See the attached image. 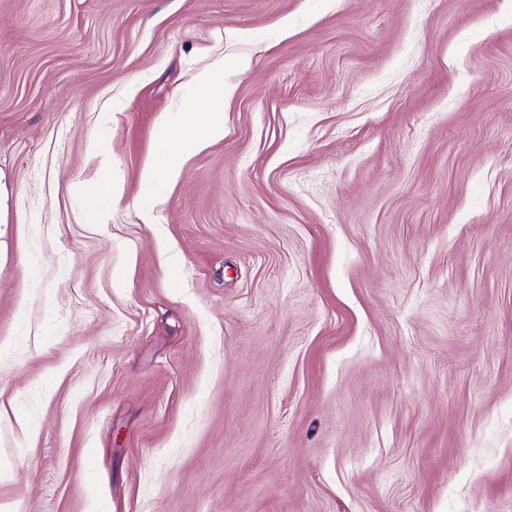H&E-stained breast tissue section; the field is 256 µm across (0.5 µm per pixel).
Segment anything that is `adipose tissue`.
Masks as SVG:
<instances>
[{
    "mask_svg": "<svg viewBox=\"0 0 512 512\" xmlns=\"http://www.w3.org/2000/svg\"><path fill=\"white\" fill-rule=\"evenodd\" d=\"M227 89L220 72H204L194 80L191 95L172 124L168 125L160 150L142 172L143 205H150L166 180L176 173L184 155L209 141L224 137L223 107Z\"/></svg>",
    "mask_w": 512,
    "mask_h": 512,
    "instance_id": "obj_1",
    "label": "adipose tissue"
}]
</instances>
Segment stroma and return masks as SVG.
<instances>
[{
  "label": "stroma",
  "instance_id": "1",
  "mask_svg": "<svg viewBox=\"0 0 512 512\" xmlns=\"http://www.w3.org/2000/svg\"><path fill=\"white\" fill-rule=\"evenodd\" d=\"M0 512H512V0H0ZM227 93L220 70L195 77L193 91L183 104V111L167 126L157 156L142 172L144 206L154 202L166 180L176 173L184 155L193 153L206 142L223 139V107ZM84 195L88 201L91 222L101 223L112 210L114 193L110 177L107 175L93 190L84 191Z\"/></svg>",
  "mask_w": 512,
  "mask_h": 512
}]
</instances>
